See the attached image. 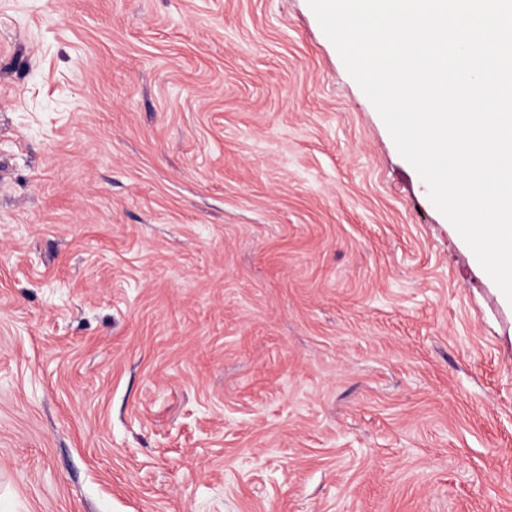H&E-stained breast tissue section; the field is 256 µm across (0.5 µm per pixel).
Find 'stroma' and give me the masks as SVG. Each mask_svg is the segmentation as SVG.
I'll return each mask as SVG.
<instances>
[{
  "label": "stroma",
  "instance_id": "stroma-1",
  "mask_svg": "<svg viewBox=\"0 0 512 512\" xmlns=\"http://www.w3.org/2000/svg\"><path fill=\"white\" fill-rule=\"evenodd\" d=\"M0 512H512V302L308 0H0Z\"/></svg>",
  "mask_w": 512,
  "mask_h": 512
}]
</instances>
